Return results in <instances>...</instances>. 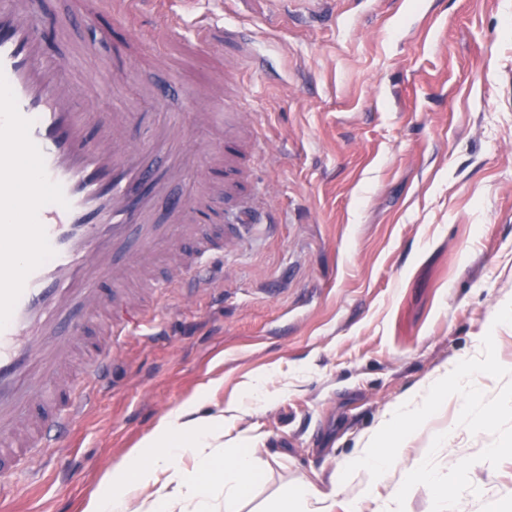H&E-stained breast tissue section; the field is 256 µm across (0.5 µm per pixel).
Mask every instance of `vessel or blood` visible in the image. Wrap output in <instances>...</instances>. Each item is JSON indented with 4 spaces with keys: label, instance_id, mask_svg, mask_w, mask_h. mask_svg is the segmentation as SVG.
<instances>
[{
    "label": "vessel or blood",
    "instance_id": "vessel-or-blood-1",
    "mask_svg": "<svg viewBox=\"0 0 512 512\" xmlns=\"http://www.w3.org/2000/svg\"><path fill=\"white\" fill-rule=\"evenodd\" d=\"M166 32L210 44L213 29L187 32L170 0H151ZM41 18L39 0H0V473L24 465L37 449L58 445L79 419L111 364V351L84 345L89 326L110 343L141 329L145 299L161 287L193 290L223 261L227 243L251 223L216 233L208 218L236 183L226 169L239 160L243 113L214 111L219 95L199 91L196 112L166 121L117 106L96 115L80 100L104 93L93 72L81 90L65 86L49 37L67 27ZM222 136L206 155L193 150L192 125ZM166 157L164 168L151 154ZM191 181L164 222L156 199L173 183ZM191 241L192 251L181 249ZM108 281V293L98 284ZM48 407L36 417L30 402Z\"/></svg>",
    "mask_w": 512,
    "mask_h": 512
}]
</instances>
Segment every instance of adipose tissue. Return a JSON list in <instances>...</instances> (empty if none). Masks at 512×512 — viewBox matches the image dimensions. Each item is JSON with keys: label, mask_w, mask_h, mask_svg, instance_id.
<instances>
[{"label": "adipose tissue", "mask_w": 512, "mask_h": 512, "mask_svg": "<svg viewBox=\"0 0 512 512\" xmlns=\"http://www.w3.org/2000/svg\"><path fill=\"white\" fill-rule=\"evenodd\" d=\"M240 411L203 415L187 403L169 412L144 440L145 454L115 463L106 491L83 512H242L260 468L251 453L224 449V423ZM272 512H336V495L311 482L285 485Z\"/></svg>", "instance_id": "1"}]
</instances>
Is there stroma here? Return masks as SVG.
<instances>
[{"label":"stroma","mask_w":512,"mask_h":512,"mask_svg":"<svg viewBox=\"0 0 512 512\" xmlns=\"http://www.w3.org/2000/svg\"><path fill=\"white\" fill-rule=\"evenodd\" d=\"M66 18L51 47L62 76L82 44L102 59L135 45L133 63L94 111L139 106L152 83L168 112L223 83L250 113L258 142L245 195L265 196L271 233L224 253V278L163 296L162 335L125 337L107 383L58 447L0 482V512H82L112 463L158 421L194 400L201 413L265 400L226 423L265 470L248 505L283 484L318 483L345 512L366 484L333 488L335 469L395 408L493 335L512 369V0H177L225 39L197 51L166 40L163 19L116 20L99 0H41ZM448 470L492 441L458 423L457 400L405 450ZM456 512H512V459L470 474Z\"/></svg>","instance_id":"stroma-1"}]
</instances>
